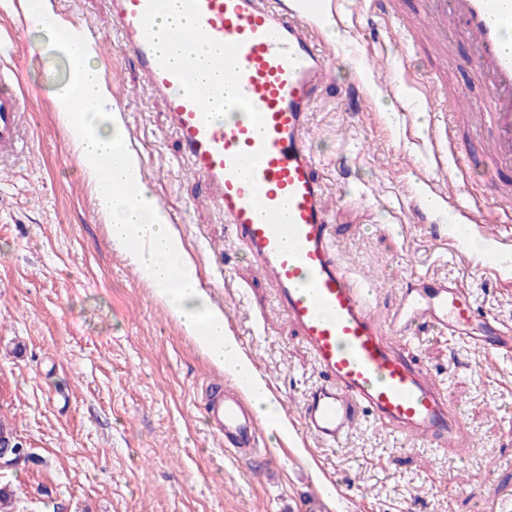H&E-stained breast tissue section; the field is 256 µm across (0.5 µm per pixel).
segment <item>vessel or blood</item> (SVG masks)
<instances>
[{"mask_svg": "<svg viewBox=\"0 0 512 512\" xmlns=\"http://www.w3.org/2000/svg\"><path fill=\"white\" fill-rule=\"evenodd\" d=\"M121 49L162 98L183 157L205 195L269 274L278 302L316 361L321 381L300 410L303 434L339 445L363 421L396 428L432 448L462 444L464 424L428 376L394 351L390 337L424 319L449 340L512 360V327L479 312L456 281L410 278L388 323L332 249L323 180L307 140L310 112L331 90L308 0H111ZM438 41L456 32L489 96L471 109L489 128L479 145L494 186L512 189V0H425ZM187 30L162 35L167 7ZM28 101L0 90V163L17 153ZM236 113L224 122L222 112ZM211 431L238 457H253L257 419L237 390L211 389Z\"/></svg>", "mask_w": 512, "mask_h": 512, "instance_id": "obj_1", "label": "vessel or blood"}]
</instances>
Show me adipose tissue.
Returning a JSON list of instances; mask_svg holds the SVG:
<instances>
[{"label": "adipose tissue", "instance_id": "ef3b65f1", "mask_svg": "<svg viewBox=\"0 0 512 512\" xmlns=\"http://www.w3.org/2000/svg\"><path fill=\"white\" fill-rule=\"evenodd\" d=\"M39 26L54 39L53 45L69 62L70 79L55 98L58 116L68 129L80 168L93 187L98 207L107 218L112 239L129 247L128 257L150 283L155 296L192 336L211 363L229 371L240 390L260 414L271 420L279 435H287L288 422L265 380L228 331L224 313L209 302L197 282L182 287L173 284V273L191 269L178 233L167 216L155 205L152 192L142 180L136 153L125 148L121 110L112 102L93 49H79L58 40L52 15H44ZM123 145L121 161L112 168L111 178L100 172L102 157L116 145Z\"/></svg>", "mask_w": 512, "mask_h": 512}]
</instances>
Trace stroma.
Wrapping results in <instances>:
<instances>
[{"mask_svg": "<svg viewBox=\"0 0 512 512\" xmlns=\"http://www.w3.org/2000/svg\"><path fill=\"white\" fill-rule=\"evenodd\" d=\"M22 2L0 0V70L30 96L23 145L0 165V422L28 450L0 464L13 512H301L311 502L324 512H512V361L477 354L425 321L394 346L461 412L469 448H427L369 422L326 448L297 428L280 438L263 418V467L226 449L204 419L205 391L235 380L201 354L113 245L56 115L67 63L38 26L18 29ZM52 2L95 39L146 185L243 352L297 421L320 381L315 362L245 245L213 206L199 203L201 187L162 101L120 50L108 0ZM329 2L332 27L317 34L335 88L315 104L310 125L339 263L369 290L380 320L409 277L427 274L463 281L479 310L512 323V265L475 269L472 251L449 240L443 214L423 203L430 188H442L458 208L477 201L485 218L512 226V211L468 175L475 134L456 126L459 168L451 173L440 170L428 136L432 119L455 114L458 89L475 102L487 96L465 45L449 43L447 89L435 112H421L409 85L429 68L434 47L418 33L411 62L402 64L396 22L421 12L422 0H394L387 19L362 12L360 0ZM356 85L365 93L360 112L344 102ZM336 482L352 485L354 497L333 496Z\"/></svg>", "mask_w": 512, "mask_h": 512, "instance_id": "obj_1", "label": "stroma"}]
</instances>
